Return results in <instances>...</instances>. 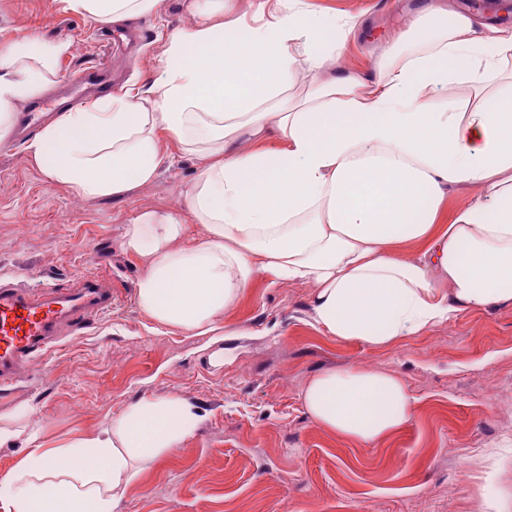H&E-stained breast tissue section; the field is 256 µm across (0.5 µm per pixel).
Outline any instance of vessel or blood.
Returning <instances> with one entry per match:
<instances>
[{
  "label": "vessel or blood",
  "instance_id": "b4317fda",
  "mask_svg": "<svg viewBox=\"0 0 512 512\" xmlns=\"http://www.w3.org/2000/svg\"><path fill=\"white\" fill-rule=\"evenodd\" d=\"M80 93L103 94L112 76L90 65L74 79ZM112 309V288L103 279L85 277L60 287L30 289L0 280V386L13 385L19 373L65 330H78Z\"/></svg>",
  "mask_w": 512,
  "mask_h": 512
}]
</instances>
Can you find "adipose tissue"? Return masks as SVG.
Here are the masks:
<instances>
[{"mask_svg": "<svg viewBox=\"0 0 512 512\" xmlns=\"http://www.w3.org/2000/svg\"><path fill=\"white\" fill-rule=\"evenodd\" d=\"M108 24L157 13L163 0H64ZM268 17L225 20L226 0H188L189 27L169 33L148 85L60 113L29 149L49 183L87 198L121 197L171 163L168 136L198 161L184 207L203 228L175 248L180 214L143 212L124 248L148 257L136 304L150 320L204 334L220 330L255 275L312 286L320 330L381 346L464 310L512 303V31L479 36L473 17L438 5L383 52L364 81L335 71L359 16L310 11L305 0H263ZM66 40L28 38L0 49V137L17 106L40 95ZM470 84L461 111L432 92ZM490 92V91H489ZM274 136L280 149L260 143ZM480 192L451 219L449 187ZM420 244L418 253L404 250ZM321 427L364 442L413 416L405 383L366 368L326 370L302 392ZM198 409L180 395L143 399L108 430L30 447L0 479L6 512H115L142 468L192 434Z\"/></svg>", "mask_w": 512, "mask_h": 512, "instance_id": "adipose-tissue-1", "label": "adipose tissue"}]
</instances>
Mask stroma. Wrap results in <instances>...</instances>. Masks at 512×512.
<instances>
[{
	"label": "stroma",
	"instance_id": "1",
	"mask_svg": "<svg viewBox=\"0 0 512 512\" xmlns=\"http://www.w3.org/2000/svg\"><path fill=\"white\" fill-rule=\"evenodd\" d=\"M187 0L103 26L62 0H0V47L21 38L68 39L72 52L46 87L54 94L92 63L111 66L113 94L144 86L167 35L188 27ZM326 15L366 22L350 34L337 68L370 80L375 45L406 32L428 0H306ZM476 16L483 37L512 30L501 0H442ZM173 157L152 184L123 198H85L49 184L26 142L0 140V276L30 288L102 277L112 309L41 354L17 385L0 389V418L18 408L47 440L97 433L143 398L181 395L203 415L193 434L145 468L116 512H512V304L456 314L448 323L384 346L325 335L312 289L255 276L224 311L227 332L197 335L146 319L136 305L146 258L123 247L144 211H177L197 169ZM364 365L405 382L412 420L371 442L313 422L301 391L327 369ZM494 405H487L486 391Z\"/></svg>",
	"mask_w": 512,
	"mask_h": 512
}]
</instances>
